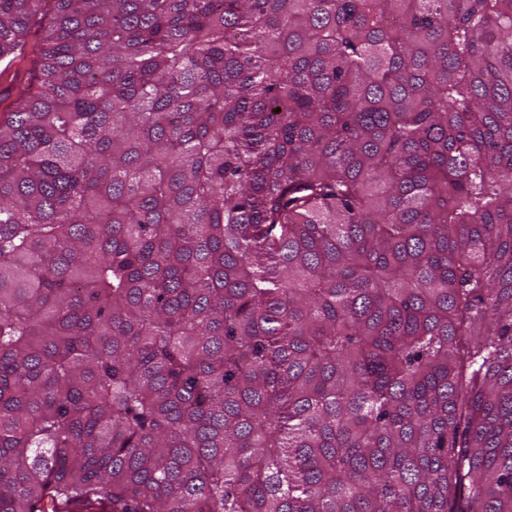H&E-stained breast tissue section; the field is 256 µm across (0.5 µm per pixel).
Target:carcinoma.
<instances>
[{
	"label": "carcinoma",
	"instance_id": "carcinoma-1",
	"mask_svg": "<svg viewBox=\"0 0 512 512\" xmlns=\"http://www.w3.org/2000/svg\"><path fill=\"white\" fill-rule=\"evenodd\" d=\"M29 56L0 512H512V0H0Z\"/></svg>",
	"mask_w": 512,
	"mask_h": 512
}]
</instances>
